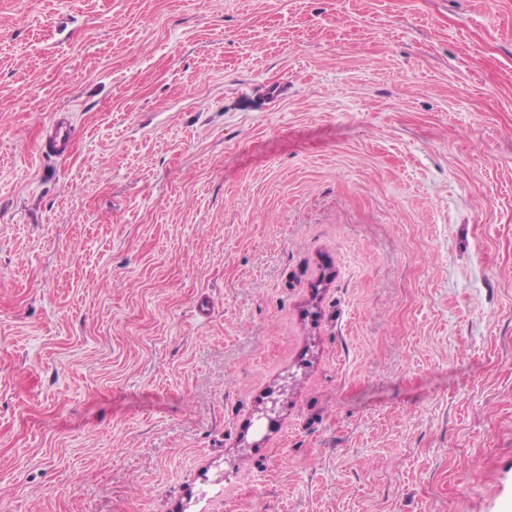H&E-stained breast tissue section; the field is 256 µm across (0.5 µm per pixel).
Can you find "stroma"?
Masks as SVG:
<instances>
[{"label": "stroma", "mask_w": 512, "mask_h": 512, "mask_svg": "<svg viewBox=\"0 0 512 512\" xmlns=\"http://www.w3.org/2000/svg\"><path fill=\"white\" fill-rule=\"evenodd\" d=\"M0 512H512V0H0ZM48 136H44L39 149L42 153L61 155L70 147V127L64 115H55L46 129Z\"/></svg>", "instance_id": "1"}]
</instances>
